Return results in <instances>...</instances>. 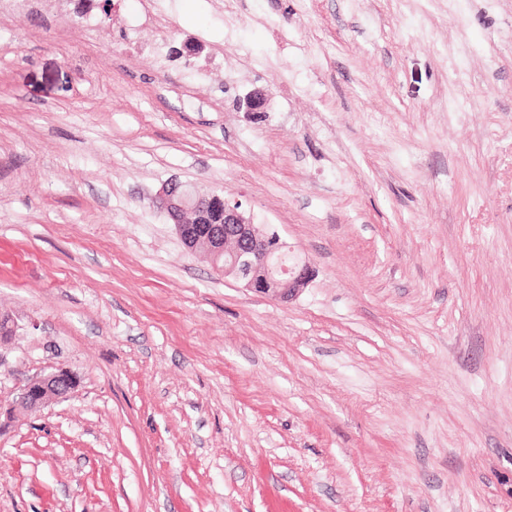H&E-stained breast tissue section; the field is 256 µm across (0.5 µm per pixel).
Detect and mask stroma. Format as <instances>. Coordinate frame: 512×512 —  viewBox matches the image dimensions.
I'll return each instance as SVG.
<instances>
[{
  "label": "stroma",
  "mask_w": 512,
  "mask_h": 512,
  "mask_svg": "<svg viewBox=\"0 0 512 512\" xmlns=\"http://www.w3.org/2000/svg\"><path fill=\"white\" fill-rule=\"evenodd\" d=\"M158 7L0 13V402L78 377L0 417V512H512V0ZM172 177L308 286L188 251ZM154 200L183 245L191 251L204 248L224 277L285 302L308 285L310 263L278 234V245L271 243L270 231L254 224L241 203L219 194H197L177 178L163 182ZM215 211L221 215L217 224L210 220ZM76 376L69 370L54 367L28 377L19 390L15 406L23 410L36 409L67 398L76 388Z\"/></svg>",
  "instance_id": "obj_1"
}]
</instances>
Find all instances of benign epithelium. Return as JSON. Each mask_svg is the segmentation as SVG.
Returning a JSON list of instances; mask_svg holds the SVG:
<instances>
[{
	"mask_svg": "<svg viewBox=\"0 0 512 512\" xmlns=\"http://www.w3.org/2000/svg\"><path fill=\"white\" fill-rule=\"evenodd\" d=\"M236 105L245 112H262L266 97L254 89L237 97ZM154 200L187 249H205L216 270L243 287L287 302L308 285L313 274L310 263L295 255L285 241L271 243L270 231L254 223L241 203L219 194H197L176 178L163 182ZM76 385V376L65 368L36 373L20 388L15 406L23 410L45 406L67 398Z\"/></svg>",
	"mask_w": 512,
	"mask_h": 512,
	"instance_id": "7a95c632",
	"label": "benign epithelium"
}]
</instances>
